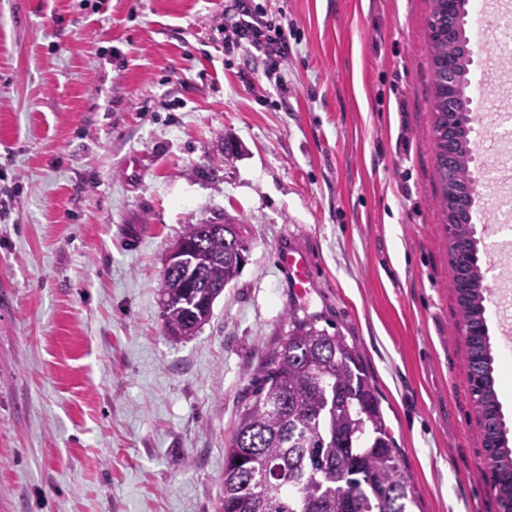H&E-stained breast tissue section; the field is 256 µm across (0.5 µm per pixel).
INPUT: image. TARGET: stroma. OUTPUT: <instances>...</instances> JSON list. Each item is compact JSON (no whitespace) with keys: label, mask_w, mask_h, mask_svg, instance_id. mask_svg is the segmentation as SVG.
Wrapping results in <instances>:
<instances>
[{"label":"stroma","mask_w":512,"mask_h":512,"mask_svg":"<svg viewBox=\"0 0 512 512\" xmlns=\"http://www.w3.org/2000/svg\"><path fill=\"white\" fill-rule=\"evenodd\" d=\"M235 2L0 0V512H213L291 308L357 346L413 512H499L449 287L432 0H255L288 31L276 80L226 39ZM507 7L468 20V96L512 43ZM228 216L248 261L173 341L165 254ZM285 239L308 298L278 272ZM485 318L512 439V295ZM277 262L287 288L294 296L301 298L312 292L315 288L310 272L312 263L305 249L291 242H283L277 248Z\"/></svg>","instance_id":"obj_1"}]
</instances>
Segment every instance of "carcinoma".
Listing matches in <instances>:
<instances>
[{
    "mask_svg": "<svg viewBox=\"0 0 512 512\" xmlns=\"http://www.w3.org/2000/svg\"><path fill=\"white\" fill-rule=\"evenodd\" d=\"M433 2L428 43L433 142L441 205L452 230L450 288L465 326H484L489 285L476 258L472 202L456 194L472 181L473 147L463 121L466 85L450 94L446 78L448 58L456 59L463 76L470 57L442 35L448 29L446 0ZM177 243L187 249L186 264L164 270L157 284L159 317L174 341L195 335L210 320L216 299L240 276L250 251L243 238L235 248L224 246V236L205 224L186 225ZM467 346L491 486L499 512H512V449L495 390L488 332L467 335ZM407 486L359 352L345 337L319 327L317 317L288 311V332L260 368L253 398L237 415L214 512H408Z\"/></svg>",
    "mask_w": 512,
    "mask_h": 512,
    "instance_id": "1",
    "label": "carcinoma"
}]
</instances>
